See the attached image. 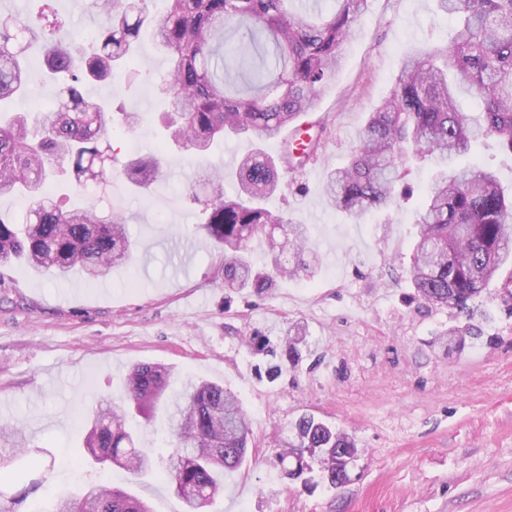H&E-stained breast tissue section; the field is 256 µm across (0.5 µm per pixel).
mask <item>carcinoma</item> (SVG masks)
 <instances>
[{
  "label": "carcinoma",
  "mask_w": 512,
  "mask_h": 512,
  "mask_svg": "<svg viewBox=\"0 0 512 512\" xmlns=\"http://www.w3.org/2000/svg\"><path fill=\"white\" fill-rule=\"evenodd\" d=\"M45 0L38 16L0 10V102L27 95L31 72L28 52L35 42L49 45L47 74L60 81L55 107L30 115H0V196H24L31 205L23 222L0 217V266L24 263L56 279L75 270L89 281L131 252L125 216L86 206L63 210L46 200L48 178L71 165L76 182L110 181L116 158L112 136L139 123L135 112L119 116L84 99L89 81L112 78L132 60L154 0H90L99 17L96 30L69 41L54 39L64 24ZM162 19L153 35L168 55V70L156 90L166 99L163 124L172 141L197 155L215 140L245 138L250 144L235 173L232 193L224 175L211 176L205 231L222 256L224 289L262 294L274 275L294 278L307 270L303 254L308 228L275 214L265 201L280 190L279 169L302 168L315 153L318 137L302 151L284 147L274 160L255 142L269 140L315 108L317 91L341 66L342 45L366 11L368 0H332L328 11L306 0H163ZM438 10L458 17L451 42L434 43L406 59L390 97L370 113L348 164L332 170L324 186L331 207L349 219L388 207L395 187L409 172L408 159L433 162L431 183L421 195L418 240L411 282L422 306L449 308L465 319L447 336L465 331L473 339L475 302L485 295L505 264H512V196L496 173L473 164L458 170L456 160L480 140L494 138L512 154V0H436ZM244 30L246 46H232L224 28ZM469 93L478 115L459 105ZM149 153L121 165L132 185L145 187L159 172ZM266 238L293 263L276 262L274 272L259 268L250 243ZM299 339L290 334L273 346L255 331L248 346L279 359L267 377L282 375V364L298 355ZM170 371L159 363L134 365L127 376V400L146 418L170 402L167 425L177 444L162 474L174 486L184 512H203L224 491V474L244 462L250 420L224 386L190 383L165 396ZM127 412L114 404L82 424L83 445L95 463H112L134 475L155 468L154 457L136 446L127 430ZM298 443L278 453L289 476L311 475L309 483L337 486L348 467L336 457L355 447L346 434L332 431L311 415L300 416ZM23 428L0 427V480L26 454ZM326 459L319 471L304 454ZM34 483L9 499L0 493V512H19ZM50 512H150L128 492L91 483L57 497Z\"/></svg>",
  "instance_id": "cac0c4a2"
}]
</instances>
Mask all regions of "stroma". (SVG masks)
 <instances>
[{
  "instance_id": "35a3bbf8",
  "label": "stroma",
  "mask_w": 512,
  "mask_h": 512,
  "mask_svg": "<svg viewBox=\"0 0 512 512\" xmlns=\"http://www.w3.org/2000/svg\"><path fill=\"white\" fill-rule=\"evenodd\" d=\"M454 22L434 0H369L343 66L322 88L307 123L325 127L304 170L283 171L271 211L307 224L310 271L276 279L263 295L225 294L221 256L198 232L211 171L232 176L248 147L226 139L205 157L173 150L157 180L140 189L113 179L99 208L129 220V262L96 281L63 282L19 264L0 266V425L25 429L43 464L12 466L13 495L40 483L22 508L86 482L131 489L153 512H180L160 471L135 476L85 462L75 415L122 402L130 368L160 362L171 388L190 381L224 385L247 411L253 435L242 466L224 476V494L207 512H512V304L490 286L475 323L480 340L448 351L437 336L458 325L445 308L428 310L409 279L417 238L415 204L351 221L330 207L323 187L348 159L369 113L388 97L403 60L449 41ZM138 73L85 86L90 101L143 116L117 134L118 162L160 149L162 110L155 87L165 51L143 34ZM299 328L300 359L274 382L260 377L262 355L246 345L260 331L279 339ZM304 414L352 435L351 479L313 490L289 479L277 454L294 442ZM138 447L168 457L175 444L164 412L128 413Z\"/></svg>"
}]
</instances>
